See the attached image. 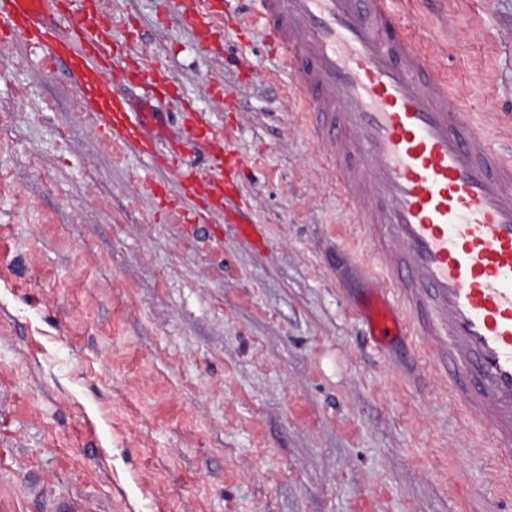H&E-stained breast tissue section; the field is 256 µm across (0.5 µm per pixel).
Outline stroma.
Wrapping results in <instances>:
<instances>
[{"label": "stroma", "mask_w": 512, "mask_h": 512, "mask_svg": "<svg viewBox=\"0 0 512 512\" xmlns=\"http://www.w3.org/2000/svg\"><path fill=\"white\" fill-rule=\"evenodd\" d=\"M448 99L512 154V0H398ZM91 31L174 84L166 157L244 161L264 244L183 222L177 170L107 140L66 64L0 44V512H512L414 345L353 315L360 243L259 34L201 50L169 0H96ZM351 257L335 254L336 242Z\"/></svg>", "instance_id": "stroma-1"}]
</instances>
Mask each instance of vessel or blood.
Masks as SVG:
<instances>
[{
  "label": "vessel or blood",
  "mask_w": 512,
  "mask_h": 512,
  "mask_svg": "<svg viewBox=\"0 0 512 512\" xmlns=\"http://www.w3.org/2000/svg\"><path fill=\"white\" fill-rule=\"evenodd\" d=\"M392 0H238V24L264 32L361 238L382 259L365 270L360 307L374 349L395 336L425 341L464 414L512 465V158L481 149L483 131L450 106L445 84ZM81 0H0V42H40L47 64L69 59L87 111L127 150L163 161L166 122L149 76L128 45L81 28ZM224 17L222 0H194L187 21L204 49ZM224 179L181 174L190 223L220 209L248 243L261 238L239 202L242 162L224 152Z\"/></svg>",
  "instance_id": "1"
}]
</instances>
